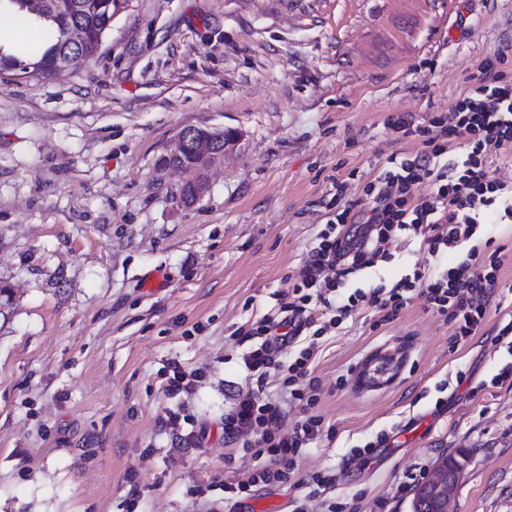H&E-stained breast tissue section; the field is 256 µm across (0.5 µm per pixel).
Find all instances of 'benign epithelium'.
Masks as SVG:
<instances>
[{"mask_svg":"<svg viewBox=\"0 0 512 512\" xmlns=\"http://www.w3.org/2000/svg\"><path fill=\"white\" fill-rule=\"evenodd\" d=\"M49 7L51 14L60 20H69L76 9L73 0H53L46 5L44 0H30L29 12L33 15H44V7ZM68 46L83 47L88 42L87 31L77 23H71L66 26ZM240 141V133L237 130L228 128H207L187 126L179 130L175 137L174 145L166 156H179L184 152L190 151L194 154V162L188 167H180L184 176V184L190 185L194 189V199H199L204 195L208 187V171L211 167L224 160L227 153L232 151ZM459 477V472H454V476H448V471L441 467H436L432 481L437 485V489L443 493V512H449V505L456 491L455 479Z\"/></svg>","mask_w":512,"mask_h":512,"instance_id":"1","label":"benign epithelium"}]
</instances>
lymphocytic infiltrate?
<instances>
[{
	"mask_svg": "<svg viewBox=\"0 0 512 512\" xmlns=\"http://www.w3.org/2000/svg\"><path fill=\"white\" fill-rule=\"evenodd\" d=\"M451 112L450 119L435 118L425 126L405 113L388 116L387 127L417 141V150L398 171L369 182L358 199H347L346 181L337 182L335 219L349 225V232H320L290 298L244 332L249 346L240 359L252 387L225 412L224 436L241 442L260 466L249 477L225 484L223 500L230 512H242L258 483L290 482L305 448L322 434L323 419L312 412L319 391L308 366L314 347L291 362L283 360L300 337L337 329L361 306L397 317L415 294L450 325L455 341L482 331L503 257L500 250L482 247L478 232L490 222L512 223V183L491 168L495 160L512 165V58L503 51L485 56ZM454 147L462 150L459 159L445 163ZM421 184L430 186V195L415 196ZM406 236L421 238L435 257L460 248L466 255L435 274L414 267L389 287L355 286V275L389 260L390 245ZM274 377L287 402L301 403L307 411L288 434L282 430L284 404L266 392Z\"/></svg>",
	"mask_w": 512,
	"mask_h": 512,
	"instance_id": "1",
	"label": "lymphocytic infiltrate"
}]
</instances>
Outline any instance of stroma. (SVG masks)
Here are the masks:
<instances>
[{
  "mask_svg": "<svg viewBox=\"0 0 512 512\" xmlns=\"http://www.w3.org/2000/svg\"><path fill=\"white\" fill-rule=\"evenodd\" d=\"M512 56V0H114L97 53L57 76L0 74V512H209L257 463L224 440L251 383L239 330L277 307L348 198L415 150L385 124L449 112L488 54ZM241 141L194 205L159 158L185 126ZM478 336L459 344L414 297L395 319L363 307L317 340L323 433L294 482L254 504L291 512L314 473L325 512H410L409 482L458 455L452 512H512V223ZM357 286L450 267L405 237ZM204 378L197 445L156 426L160 373ZM464 382H457V374ZM392 438L370 462L354 449ZM141 490L127 509L128 471Z\"/></svg>",
  "mask_w": 512,
  "mask_h": 512,
  "instance_id": "obj_1",
  "label": "stroma"
}]
</instances>
